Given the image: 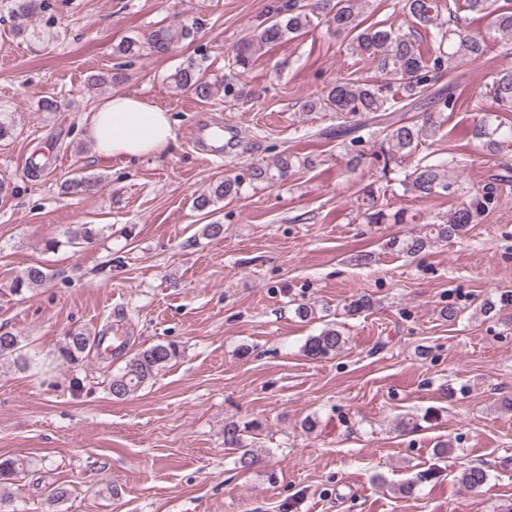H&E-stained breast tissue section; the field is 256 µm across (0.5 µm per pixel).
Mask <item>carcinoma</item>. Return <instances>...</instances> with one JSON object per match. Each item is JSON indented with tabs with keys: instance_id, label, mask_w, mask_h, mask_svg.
<instances>
[{
	"instance_id": "cac0c4a2",
	"label": "carcinoma",
	"mask_w": 512,
	"mask_h": 512,
	"mask_svg": "<svg viewBox=\"0 0 512 512\" xmlns=\"http://www.w3.org/2000/svg\"><path fill=\"white\" fill-rule=\"evenodd\" d=\"M16 15L28 18L49 8L48 0H12ZM493 0H465L464 10L492 17L491 28L496 38L512 43V11L492 8ZM401 12L417 26L433 31L436 48L423 52L411 33H403L393 25L365 24L364 10L369 0H268L264 19L250 27L241 37L233 56V68L246 70L255 56L265 47L297 38L322 25L336 36L352 35L351 49L364 58L378 73L379 79L359 81L338 78L329 83L322 94L308 100L304 108L309 112H334L342 122L329 131L348 158V169L357 170L364 152L363 143L381 137L380 157L382 171L403 169L409 158L415 156L422 143L434 137L445 122L444 114L454 110L456 95L453 88H438L436 83L452 75L464 65L483 60L489 45L485 37L471 33L467 21L459 16L456 0H399ZM448 15L442 19V15ZM197 31V22L163 25L153 30L146 43L128 39L119 46L126 56H139L148 50L154 56H166L179 44L191 39ZM203 63L190 58L171 76L170 81L184 92L199 99H210L224 93V102L238 101L250 95L225 78L211 83L202 76ZM485 95L499 112H512V69H495L485 85ZM472 135L492 153L512 147V124L491 113L478 120ZM308 160L286 151L279 153L270 164H256L249 172V183L274 185L286 180ZM464 167V160L450 154L420 157L412 170L404 175L401 184L420 198L445 195L453 189L449 173ZM512 180V170L471 194L468 200L447 215H437L424 226V231L408 237H393L386 248L400 254L414 255L439 241H448L466 235L474 224H480L498 199V186ZM97 177L79 176L64 183L67 193L92 191L99 184ZM243 179L226 176L211 187L210 192L193 200L194 208L206 211L219 201L232 202L242 193ZM381 190L368 185L363 189L361 212L367 224H413L415 215L405 209L388 211L379 203ZM52 273L44 266L32 264L17 275L12 291L21 295L41 288L51 280ZM344 337L335 328H326L306 339L303 351L310 358H324L340 351ZM95 346V337L85 330H74L64 339L60 355L77 361L89 354ZM180 356L174 342H158L138 350L125 359L118 372L112 374L108 390L112 398L125 400L149 384L163 368ZM10 361L19 368L28 365L18 336L0 333V361ZM260 431L257 422H224V447L238 453L237 462L244 469L264 463L254 447L255 435ZM21 459L0 460V488L24 467ZM488 479L482 465H467L460 469L457 481L470 491L479 490Z\"/></svg>"
}]
</instances>
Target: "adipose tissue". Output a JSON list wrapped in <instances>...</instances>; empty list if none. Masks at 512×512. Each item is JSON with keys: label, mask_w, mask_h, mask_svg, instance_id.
<instances>
[{"label": "adipose tissue", "mask_w": 512, "mask_h": 512, "mask_svg": "<svg viewBox=\"0 0 512 512\" xmlns=\"http://www.w3.org/2000/svg\"><path fill=\"white\" fill-rule=\"evenodd\" d=\"M86 135L100 157L116 162L164 154L175 141L166 111L125 94L112 95L95 106Z\"/></svg>", "instance_id": "ef3b65f1"}]
</instances>
